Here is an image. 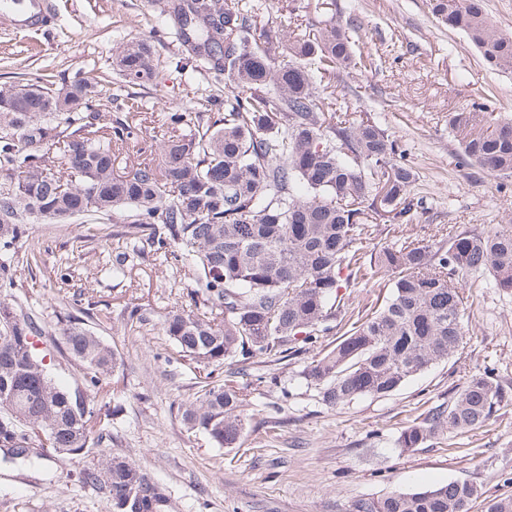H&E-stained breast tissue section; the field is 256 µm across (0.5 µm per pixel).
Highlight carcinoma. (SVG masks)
<instances>
[{"instance_id": "1", "label": "carcinoma", "mask_w": 512, "mask_h": 512, "mask_svg": "<svg viewBox=\"0 0 512 512\" xmlns=\"http://www.w3.org/2000/svg\"><path fill=\"white\" fill-rule=\"evenodd\" d=\"M431 13L463 32L493 68L512 69V36L488 20L482 0H429ZM165 26L196 59L201 75L224 79V112L175 108L161 162H137L116 175L117 149L139 155L147 116L137 100L112 127L96 82L76 72L63 87L42 77L0 90V287L38 263L30 251L12 265L30 220L69 224L125 211L123 235L146 242L164 260L188 268L190 308L175 307L163 330L176 360L198 366L282 360L305 351L344 317L339 290L378 277L383 304L358 317L339 340L301 371L324 405L390 395L463 349L465 302L459 282L487 274L512 292V232L456 230L418 235L366 252L379 224H406L423 201L410 196L419 170L398 139L371 117L351 122L333 108L336 72L366 71L358 27L330 19L301 29L254 25L251 0H173ZM113 69L128 86L156 78L150 44L119 46ZM453 112L448 118L464 156L512 183V121ZM60 328L63 350L82 369V386L57 385L35 338L41 320L17 297L0 298V462L69 455L81 460L76 481L103 494L112 512H174L169 491L122 456L87 458L102 444L95 425L109 416L99 401L117 357L81 316ZM230 368L222 384L203 382L181 412L191 432L219 448L240 442L247 418L244 388ZM512 392L476 374L448 408L403 429L408 451L443 432L483 428ZM476 486L450 481L362 502L356 512H470ZM485 512H512V495L486 501Z\"/></svg>"}]
</instances>
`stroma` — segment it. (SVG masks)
I'll return each instance as SVG.
<instances>
[{"mask_svg":"<svg viewBox=\"0 0 512 512\" xmlns=\"http://www.w3.org/2000/svg\"><path fill=\"white\" fill-rule=\"evenodd\" d=\"M52 22L15 32L10 12H0V89L22 79L53 75L56 84L75 71L99 79L102 103L113 120L127 112L128 97L112 69L123 41L134 37L155 49L157 75L139 88L149 114L142 141L144 158H158L165 117L173 106L193 109L196 88L223 96L220 84L207 85L189 53L163 31L159 0H49ZM256 0L255 24L306 26L331 14L352 16L358 43L379 68L372 73L341 72L336 78V109L359 120L376 116L401 141L420 171L413 196L423 198L402 237L421 228H469L492 232L512 219V189L465 161L448 125L451 112L486 104L496 117L512 120V73L492 69L463 33L439 24L426 0ZM123 216L71 224H30L24 246H39L42 260L21 274L12 295L28 299L46 334L38 344L56 383L74 387L81 371L60 345L59 319L71 303L55 293L61 277L71 290H84L87 321L112 346L121 368L119 383L104 400L115 407L112 439L91 446L89 455L126 457L171 492L178 512H355L363 501L389 493L414 492L459 481L481 488L471 512H485L484 495L512 494V406L490 423L468 433H443L420 448L404 451L400 432L447 405L448 390L473 374L492 372L512 389V293L477 276L462 287L466 301L462 353L417 375L387 397H364L334 409L324 406L317 388L300 373L310 354L276 361L249 360L244 383L250 392L246 412L252 427L239 447L219 448L181 421L182 405L194 401L201 377L219 381L223 370L206 373L195 363H167L172 345L162 322L194 282L148 248L122 237ZM128 256V279L109 269L119 254ZM152 312L147 327L127 321L128 307ZM109 308L98 322L95 312ZM77 460L26 464L0 462V512H112L107 498L71 483Z\"/></svg>","mask_w":512,"mask_h":512,"instance_id":"obj_1","label":"stroma"}]
</instances>
